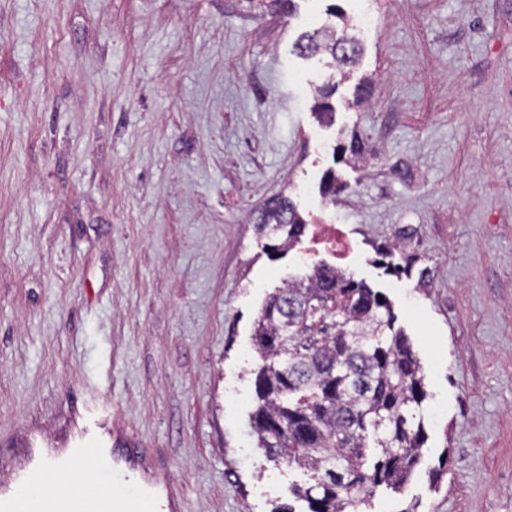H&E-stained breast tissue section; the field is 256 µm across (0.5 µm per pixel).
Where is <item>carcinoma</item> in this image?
<instances>
[{"instance_id":"obj_1","label":"carcinoma","mask_w":512,"mask_h":512,"mask_svg":"<svg viewBox=\"0 0 512 512\" xmlns=\"http://www.w3.org/2000/svg\"><path fill=\"white\" fill-rule=\"evenodd\" d=\"M249 9H286L288 0H246ZM338 22L302 34L305 56L330 55L341 73L359 63L360 41ZM336 85L315 90L313 110L334 121ZM306 221L281 194L269 199L256 231L273 250L290 249ZM253 336L251 428L257 448L308 479L289 487L307 512H357L379 491L399 492L423 457L425 374L387 298L338 269L317 265L288 278L262 304Z\"/></svg>"}]
</instances>
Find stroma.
Instances as JSON below:
<instances>
[{
    "label": "stroma",
    "mask_w": 512,
    "mask_h": 512,
    "mask_svg": "<svg viewBox=\"0 0 512 512\" xmlns=\"http://www.w3.org/2000/svg\"><path fill=\"white\" fill-rule=\"evenodd\" d=\"M294 3L0 0V482L97 403L181 512L287 502L302 473L251 434L252 328L302 267L253 220L282 193L315 223L330 171L346 272L429 393L419 473L360 512H512V0H336L346 77L293 47L327 0ZM352 134L367 161L334 158ZM336 92V84L318 87L315 90L313 110L319 119L327 124L334 121L335 109L331 100Z\"/></svg>",
    "instance_id": "35a3bbf8"
}]
</instances>
